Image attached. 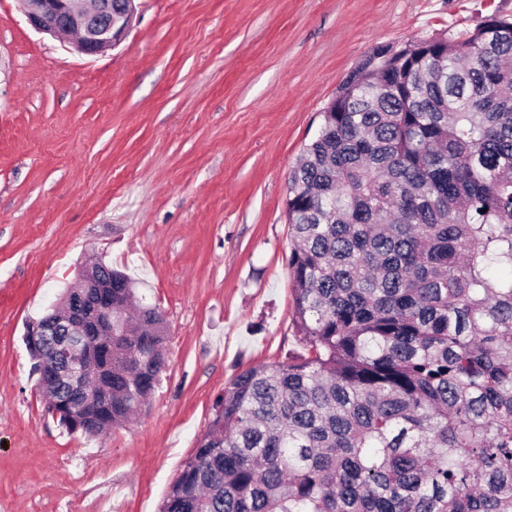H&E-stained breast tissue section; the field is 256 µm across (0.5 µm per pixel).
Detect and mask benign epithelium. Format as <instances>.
<instances>
[{
  "label": "benign epithelium",
  "instance_id": "benign-epithelium-1",
  "mask_svg": "<svg viewBox=\"0 0 512 512\" xmlns=\"http://www.w3.org/2000/svg\"><path fill=\"white\" fill-rule=\"evenodd\" d=\"M28 23L39 33L63 40L75 33L69 44L84 55L93 56L117 46L126 36L135 13V0H17ZM80 288H95L103 304L87 301L88 293H77L68 314L57 320L77 336L112 335V276L98 270L91 276L78 275ZM86 366L78 358L69 359L58 379L81 388L86 386Z\"/></svg>",
  "mask_w": 512,
  "mask_h": 512
}]
</instances>
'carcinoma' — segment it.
<instances>
[{"label": "carcinoma", "mask_w": 512, "mask_h": 512, "mask_svg": "<svg viewBox=\"0 0 512 512\" xmlns=\"http://www.w3.org/2000/svg\"><path fill=\"white\" fill-rule=\"evenodd\" d=\"M294 325L308 355L240 371L159 512H512V22L376 45L288 179ZM112 273V346L70 434L130 422L167 322Z\"/></svg>", "instance_id": "1"}]
</instances>
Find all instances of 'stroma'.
Here are the masks:
<instances>
[{
	"instance_id": "obj_1",
	"label": "stroma",
	"mask_w": 512,
	"mask_h": 512,
	"mask_svg": "<svg viewBox=\"0 0 512 512\" xmlns=\"http://www.w3.org/2000/svg\"><path fill=\"white\" fill-rule=\"evenodd\" d=\"M485 0H136L88 57L0 0V512H158L240 370L304 353L288 177L342 80L379 43L469 31ZM169 325L136 418L67 433L25 325L85 258Z\"/></svg>"
}]
</instances>
